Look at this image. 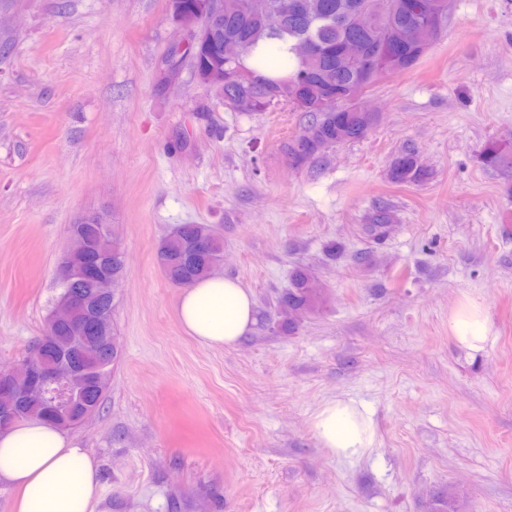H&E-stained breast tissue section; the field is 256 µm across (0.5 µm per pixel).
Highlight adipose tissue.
I'll use <instances>...</instances> for the list:
<instances>
[{"label": "adipose tissue", "instance_id": "ef3b65f1", "mask_svg": "<svg viewBox=\"0 0 512 512\" xmlns=\"http://www.w3.org/2000/svg\"><path fill=\"white\" fill-rule=\"evenodd\" d=\"M176 315L204 348L232 347L257 324L253 293L238 279L211 274L183 286ZM459 346L477 353L492 333L483 303L464 297L448 319ZM320 447L351 458L377 447L378 432L368 408L356 399L323 403L311 417ZM18 490L16 512H98L102 490L97 464L65 430L31 418L0 431V480Z\"/></svg>", "mask_w": 512, "mask_h": 512}]
</instances>
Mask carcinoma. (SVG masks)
<instances>
[{
    "instance_id": "1",
    "label": "carcinoma",
    "mask_w": 512,
    "mask_h": 512,
    "mask_svg": "<svg viewBox=\"0 0 512 512\" xmlns=\"http://www.w3.org/2000/svg\"><path fill=\"white\" fill-rule=\"evenodd\" d=\"M288 14L277 29L269 27L273 16ZM448 18V0H224V20L214 42L206 47L194 45L184 51L192 71L208 64L218 51L233 75L224 77V104L235 108L242 99L250 101V111L263 112L272 101L293 102L296 87L305 91L304 129L284 145L289 164L301 168L339 144L364 138L374 120L358 112L345 100L346 89L358 77L357 70L340 57L346 43L359 40L381 46L396 38L406 39L397 61L384 62L386 77L413 69L427 51L424 41L440 37ZM268 39L288 43L289 57L269 74L246 64L259 44ZM482 164L512 176V135L490 142L481 155ZM425 176L413 147L404 149L392 161L389 178L398 184L418 182ZM393 222L385 207H378L367 227L376 230ZM78 233L86 247L99 253H112V275L126 274L122 249L117 236L105 233L98 224H81ZM224 241L212 224H177L156 247V261L166 278L183 286L208 276L220 265ZM84 252L68 254V278L59 280L62 292L92 296L97 288L78 275ZM321 302L320 289L305 268H296L290 286L279 299L280 328L295 331L298 320L315 310ZM90 346L104 348L105 360L86 358ZM43 360L65 362L82 369L84 380L77 398L65 408L64 420L57 416L52 394L45 400H19L18 420L47 418L68 429L82 423L87 409H99L112 367L120 351L109 347L107 339L72 335L71 325L58 324L44 332L36 344Z\"/></svg>"
}]
</instances>
